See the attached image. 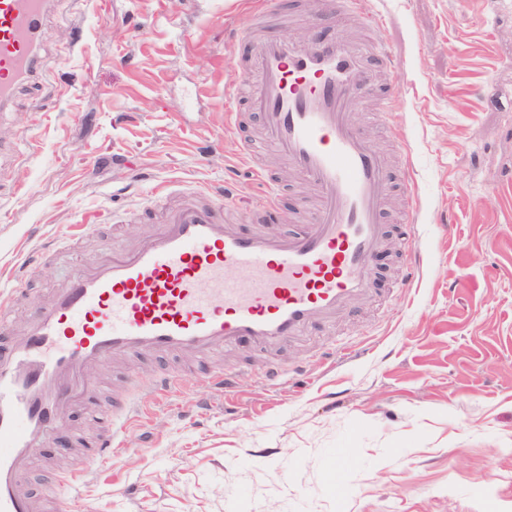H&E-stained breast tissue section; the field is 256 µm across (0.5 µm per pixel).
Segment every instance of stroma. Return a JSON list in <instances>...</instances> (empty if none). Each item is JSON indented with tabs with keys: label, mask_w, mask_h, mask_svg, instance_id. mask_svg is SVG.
Here are the masks:
<instances>
[{
	"label": "stroma",
	"mask_w": 512,
	"mask_h": 512,
	"mask_svg": "<svg viewBox=\"0 0 512 512\" xmlns=\"http://www.w3.org/2000/svg\"><path fill=\"white\" fill-rule=\"evenodd\" d=\"M371 35L395 57L394 94L360 96L352 112L385 155L412 166L382 222L416 226L421 260L409 287L400 256L377 253L375 291L349 302L303 342L266 354L210 359L236 367L238 388L210 397L205 368L192 386L129 426L117 467L86 461L85 512H512V0H371ZM57 0L41 48L43 73L0 115V272L60 243L83 215H123L176 182L230 185V224L273 223L313 198L310 184L269 159L270 144L229 117L230 87L255 44L226 39L262 25L304 39L354 38L362 19L313 0ZM249 149H242V140ZM276 185V217L261 208ZM94 252L39 268L14 313L21 331L43 297ZM361 354L320 364L330 347ZM291 367L273 386L256 364ZM176 359L109 363L89 401L39 449L23 483L40 493L93 440L113 387L145 389ZM151 442L148 459L138 449ZM346 483L332 488L335 448Z\"/></svg>",
	"instance_id": "obj_1"
}]
</instances>
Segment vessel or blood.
<instances>
[{
  "instance_id": "vessel-or-blood-1",
  "label": "vessel or blood",
  "mask_w": 512,
  "mask_h": 512,
  "mask_svg": "<svg viewBox=\"0 0 512 512\" xmlns=\"http://www.w3.org/2000/svg\"><path fill=\"white\" fill-rule=\"evenodd\" d=\"M51 4L0 0L1 104L38 78ZM380 70L340 34L257 37L243 75L255 83L247 107L262 115L277 154L315 188L310 220L288 234L246 230L224 221L228 189H185L162 224L132 245L106 247L52 289L20 340L0 349V512H83L84 471L47 495L29 492L21 474L63 429L68 408L93 389L99 366L161 355L203 361L241 346L277 351L371 293L370 261L386 239L380 215L393 174L350 113L378 85ZM50 255L45 249L25 260L10 292L0 293L1 336L10 335V312ZM190 380L162 372L151 395L116 397L86 456L117 458L130 422ZM207 382L224 398L236 374L216 369Z\"/></svg>"
}]
</instances>
